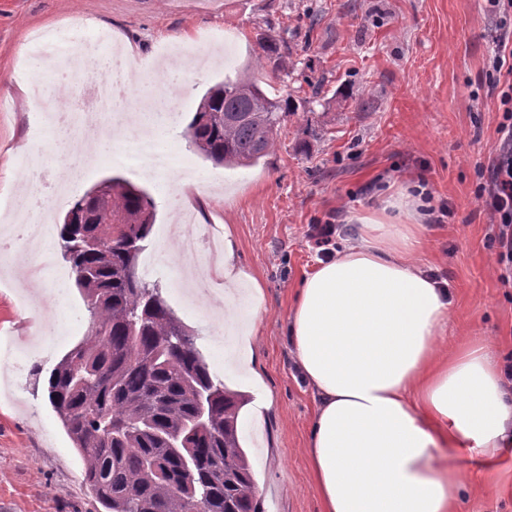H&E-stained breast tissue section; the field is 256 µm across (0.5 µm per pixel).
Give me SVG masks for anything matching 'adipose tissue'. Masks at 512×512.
<instances>
[{
  "label": "adipose tissue",
  "mask_w": 512,
  "mask_h": 512,
  "mask_svg": "<svg viewBox=\"0 0 512 512\" xmlns=\"http://www.w3.org/2000/svg\"><path fill=\"white\" fill-rule=\"evenodd\" d=\"M111 28L89 20L81 29L41 30L28 48L26 89L48 88L61 67L86 46H111ZM127 78L146 87L136 104L114 113L109 126L82 138L99 160L135 162L165 197L202 174L175 161L168 117L152 94L154 62L129 55ZM414 200L400 190L355 215L362 229L335 258L319 263L297 289L288 314L291 356L315 396L305 448L322 512H455L469 482L459 461L478 456L482 474L502 478L501 453L512 447V383L490 343L464 340L440 349L448 329V295L419 261L424 226L409 222ZM54 204L18 210L0 196V237L18 226H40V245L0 251V269L51 261L59 244ZM224 286L215 297L224 319L209 342V372L234 391L262 390L254 344L265 310L262 281L238 262L232 225L224 227ZM52 312L41 328L43 353L61 349L80 319L68 289L44 281Z\"/></svg>",
  "instance_id": "obj_1"
}]
</instances>
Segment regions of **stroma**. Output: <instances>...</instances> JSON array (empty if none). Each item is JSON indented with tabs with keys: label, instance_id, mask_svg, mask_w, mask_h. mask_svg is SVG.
<instances>
[{
	"label": "stroma",
	"instance_id": "1",
	"mask_svg": "<svg viewBox=\"0 0 512 512\" xmlns=\"http://www.w3.org/2000/svg\"><path fill=\"white\" fill-rule=\"evenodd\" d=\"M89 19L156 66H181L171 134L183 167L208 176L187 188L197 221L232 224L241 263L265 284L257 363L273 408L246 450L257 498L263 512H321L305 455L315 402L291 360L286 322L301 278L319 261L310 225L377 206L381 188L426 180L454 211L447 223L426 225L422 254L427 269L448 277V341L484 336L498 360L512 356V288L489 245L498 227L475 192L504 120L489 73L498 23L512 26V8L499 18L484 0H0V190L12 185L17 150L39 140L13 80L22 46L43 26ZM267 36L286 41L285 71L256 65ZM244 70L270 93L290 95L295 113L257 164L224 167L194 151L184 132L204 91ZM112 176L154 197L157 224L170 228L165 245L178 247L186 227L138 167L91 161L79 190ZM138 273L160 284L195 339L214 334L218 303L203 302L167 265ZM14 278L18 287H0V334L19 357L0 366V512H102L78 452L55 446L67 438L63 428L48 435L39 425L54 415L45 382L57 361L35 356L40 330L27 319L49 315L46 275L23 264ZM468 471L458 512H512L511 480L489 485L476 466Z\"/></svg>",
	"mask_w": 512,
	"mask_h": 512
}]
</instances>
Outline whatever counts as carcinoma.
I'll return each mask as SVG.
<instances>
[{"label": "carcinoma", "mask_w": 512, "mask_h": 512, "mask_svg": "<svg viewBox=\"0 0 512 512\" xmlns=\"http://www.w3.org/2000/svg\"><path fill=\"white\" fill-rule=\"evenodd\" d=\"M257 61L285 68L276 40L258 43ZM290 97L270 95L252 74L211 84L189 125V145L216 165L250 166L274 147ZM96 191L104 202L91 224H62L61 250L75 274L88 328L47 380V398L80 454L83 481L104 512H262L238 437L241 395L210 376L193 336L161 287L127 278L152 231L156 205L121 177ZM211 416L195 427L194 398ZM178 439L179 448L170 446ZM199 468L224 463V481L202 477L176 490L177 450Z\"/></svg>", "instance_id": "1"}]
</instances>
